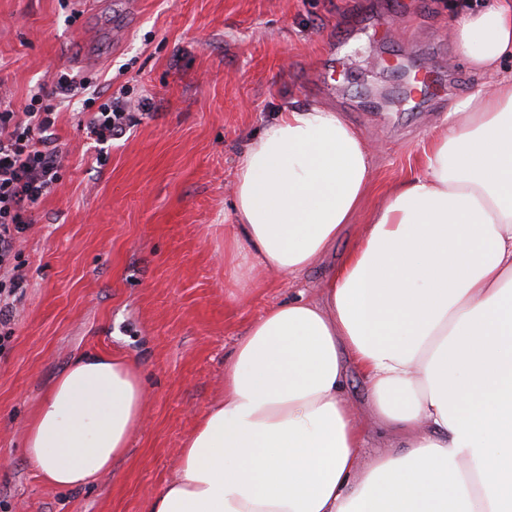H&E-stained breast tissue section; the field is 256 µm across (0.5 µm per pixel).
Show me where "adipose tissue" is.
<instances>
[{
	"instance_id": "ef3b65f1",
	"label": "adipose tissue",
	"mask_w": 512,
	"mask_h": 512,
	"mask_svg": "<svg viewBox=\"0 0 512 512\" xmlns=\"http://www.w3.org/2000/svg\"><path fill=\"white\" fill-rule=\"evenodd\" d=\"M454 37L487 78L389 187L323 303L267 309L224 362V395L184 440L143 512H512V0L471 10ZM370 151L341 113L288 104L248 142L224 226L235 290L296 277L333 247L371 186ZM367 406L344 395L347 365ZM135 366L75 357L32 416L28 464L94 484L145 422ZM375 420L401 447L365 458Z\"/></svg>"
}]
</instances>
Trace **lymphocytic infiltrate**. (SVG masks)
Listing matches in <instances>:
<instances>
[{
	"instance_id": "lymphocytic-infiltrate-1",
	"label": "lymphocytic infiltrate",
	"mask_w": 512,
	"mask_h": 512,
	"mask_svg": "<svg viewBox=\"0 0 512 512\" xmlns=\"http://www.w3.org/2000/svg\"><path fill=\"white\" fill-rule=\"evenodd\" d=\"M52 84V92L31 91L21 108L0 107V350L13 339L15 310L23 298L25 276L18 255L31 227L28 212L54 191L62 166L49 136L56 100L88 111L87 130L101 145L119 139L129 120L128 102L96 87L92 78L61 72Z\"/></svg>"
}]
</instances>
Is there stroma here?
Segmentation results:
<instances>
[{"mask_svg": "<svg viewBox=\"0 0 512 512\" xmlns=\"http://www.w3.org/2000/svg\"><path fill=\"white\" fill-rule=\"evenodd\" d=\"M68 23L62 0H0V97L24 103L58 70L126 92V135L107 149L60 109L64 167L30 211L15 335L0 353V512H143L224 392V361L269 306L317 297L390 185L420 170L448 110L484 82L449 34L451 0H141ZM433 70L440 102L414 92ZM341 112L372 147L374 181L334 247L299 280L237 297L224 286V214L246 142L289 101ZM149 110H142V103ZM117 353L148 391L146 423L112 469L57 489L28 466L24 435L70 360Z\"/></svg>", "mask_w": 512, "mask_h": 512, "instance_id": "obj_1", "label": "stroma"}]
</instances>
